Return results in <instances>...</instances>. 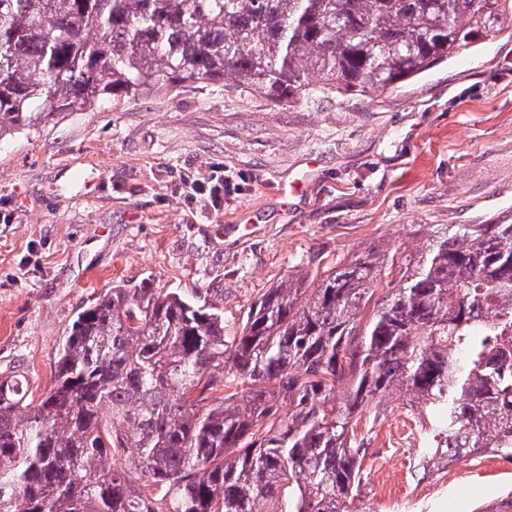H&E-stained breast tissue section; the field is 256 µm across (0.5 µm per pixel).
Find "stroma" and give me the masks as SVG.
Wrapping results in <instances>:
<instances>
[{
    "label": "stroma",
    "instance_id": "stroma-1",
    "mask_svg": "<svg viewBox=\"0 0 512 512\" xmlns=\"http://www.w3.org/2000/svg\"><path fill=\"white\" fill-rule=\"evenodd\" d=\"M227 166L239 195L186 203L181 174ZM512 218V33L372 97L279 108L199 84L70 113L0 144V375L50 388L78 312L120 282L210 298L224 330L288 275L372 248L416 250L421 224ZM406 396L370 437L359 512H488L512 463L424 452Z\"/></svg>",
    "mask_w": 512,
    "mask_h": 512
}]
</instances>
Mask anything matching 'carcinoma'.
I'll return each instance as SVG.
<instances>
[{
  "instance_id": "1",
  "label": "carcinoma",
  "mask_w": 512,
  "mask_h": 512,
  "mask_svg": "<svg viewBox=\"0 0 512 512\" xmlns=\"http://www.w3.org/2000/svg\"><path fill=\"white\" fill-rule=\"evenodd\" d=\"M509 23L512 0H0V141L153 87L384 93ZM395 256L286 277L237 336L222 295L93 299L26 417L25 372L0 376V512H355L356 426L397 390L433 455L512 462V221Z\"/></svg>"
}]
</instances>
